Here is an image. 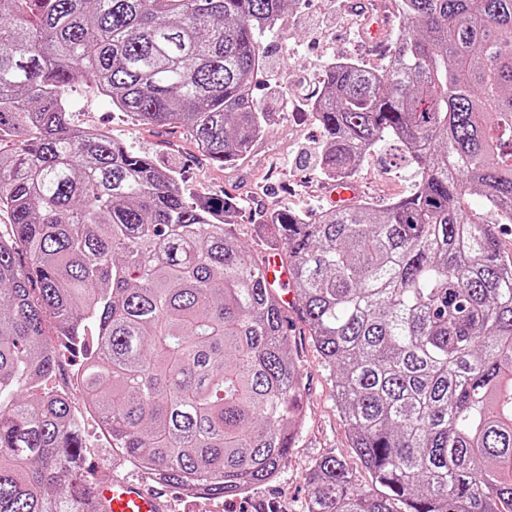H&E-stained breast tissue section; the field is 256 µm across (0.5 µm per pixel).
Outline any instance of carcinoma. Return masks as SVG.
I'll return each instance as SVG.
<instances>
[{
  "instance_id": "cac0c4a2",
  "label": "carcinoma",
  "mask_w": 512,
  "mask_h": 512,
  "mask_svg": "<svg viewBox=\"0 0 512 512\" xmlns=\"http://www.w3.org/2000/svg\"><path fill=\"white\" fill-rule=\"evenodd\" d=\"M294 3L0 0V512H111L48 385L66 348L119 460L157 483L237 497L286 464L303 374L235 202L74 126L67 90L92 80L232 166L264 132L262 36ZM400 8L388 64H329L311 114L328 181L395 138L418 185L314 223L278 207L263 228L371 476L316 460L305 512H512V0Z\"/></svg>"
}]
</instances>
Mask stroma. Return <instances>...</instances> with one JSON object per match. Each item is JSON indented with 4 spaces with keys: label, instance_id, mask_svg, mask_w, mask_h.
I'll return each instance as SVG.
<instances>
[{
    "label": "stroma",
    "instance_id": "35a3bbf8",
    "mask_svg": "<svg viewBox=\"0 0 512 512\" xmlns=\"http://www.w3.org/2000/svg\"><path fill=\"white\" fill-rule=\"evenodd\" d=\"M371 13L391 15L392 29L402 26L399 0H296L279 17L273 34L264 36L263 43L264 63L278 71L280 85L269 88L260 73L254 87L258 101L273 118L247 157L233 166L213 165L179 130L145 126L124 116L91 81L74 86L67 94L72 121L83 128L107 131L113 139L150 156L160 168L175 170L186 194L211 191L239 201L242 217L236 233L253 257H261L253 227L262 223L269 210L288 207L314 222L334 206L317 164L316 150L323 137L310 118V101L320 86L324 65L331 61L357 58L373 69L383 65L387 39L373 44L364 36ZM284 99L291 102L285 110L280 107ZM403 155L402 146L391 139L373 148L354 178L359 200L381 205L413 190L418 173ZM288 321L291 352L304 375L306 425L286 465L270 483L232 500L169 489L170 512H303L310 494L307 469L328 455L345 461L358 486L370 485V475L353 453L347 426L336 408L334 378L298 307H289ZM79 362V356L62 352L52 383L67 388L73 407L82 413L88 474L100 483L115 476L142 477V470L119 464L98 417L86 411L81 389L73 381Z\"/></svg>",
    "mask_w": 512,
    "mask_h": 512
}]
</instances>
